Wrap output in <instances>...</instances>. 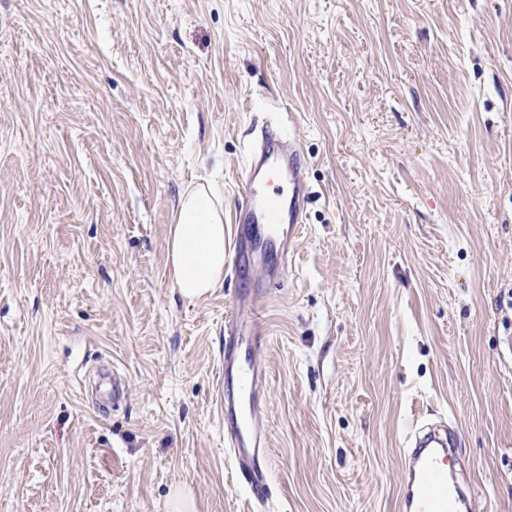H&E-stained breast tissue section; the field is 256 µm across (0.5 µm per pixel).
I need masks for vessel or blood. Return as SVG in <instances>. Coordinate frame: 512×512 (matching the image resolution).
<instances>
[{"instance_id":"vessel-or-blood-1","label":"vessel or blood","mask_w":512,"mask_h":512,"mask_svg":"<svg viewBox=\"0 0 512 512\" xmlns=\"http://www.w3.org/2000/svg\"><path fill=\"white\" fill-rule=\"evenodd\" d=\"M307 162L296 139L266 125L249 152L235 221L247 225L236 238L234 264L246 263L263 283L279 282L302 232L308 196ZM262 287L240 292L224 322V451L256 506H266L272 490L271 458L260 408L264 376L259 370L264 327ZM455 441L447 432L414 429L403 450L406 512H459L467 496L450 476Z\"/></svg>"}]
</instances>
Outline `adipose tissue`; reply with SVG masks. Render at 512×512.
Returning <instances> with one entry per match:
<instances>
[{"label":"adipose tissue","mask_w":512,"mask_h":512,"mask_svg":"<svg viewBox=\"0 0 512 512\" xmlns=\"http://www.w3.org/2000/svg\"><path fill=\"white\" fill-rule=\"evenodd\" d=\"M168 247L171 277L185 297L202 298L221 284L224 204L210 187H196L182 197Z\"/></svg>","instance_id":"obj_1"}]
</instances>
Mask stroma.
Listing matches in <instances>:
<instances>
[{"label":"stroma","instance_id":"35a3bbf8","mask_svg":"<svg viewBox=\"0 0 512 512\" xmlns=\"http://www.w3.org/2000/svg\"><path fill=\"white\" fill-rule=\"evenodd\" d=\"M308 160L271 288L269 512H398L416 421L512 512V0H0V512H259L224 454V318L183 194L266 122ZM127 397L110 405L111 371ZM171 277L181 293L200 299L224 279V202L200 185L179 202L169 238Z\"/></svg>","mask_w":512,"mask_h":512}]
</instances>
